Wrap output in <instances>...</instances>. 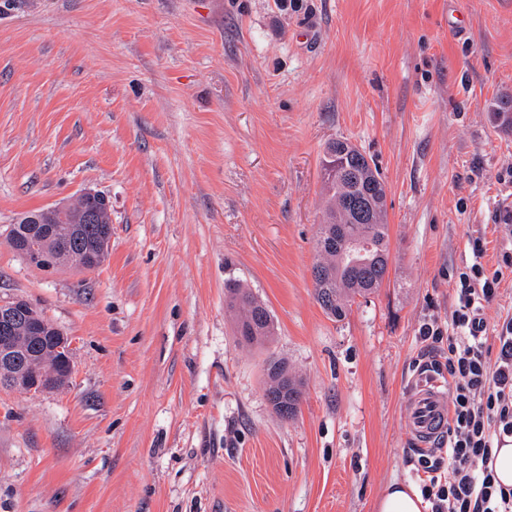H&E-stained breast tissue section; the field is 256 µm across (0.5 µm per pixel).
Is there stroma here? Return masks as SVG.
<instances>
[{"instance_id": "stroma-1", "label": "stroma", "mask_w": 512, "mask_h": 512, "mask_svg": "<svg viewBox=\"0 0 512 512\" xmlns=\"http://www.w3.org/2000/svg\"><path fill=\"white\" fill-rule=\"evenodd\" d=\"M512 0H0V300L69 338L68 383L0 387V512H375L415 485L403 405L445 353L455 274L512 248ZM387 187L391 266L341 321L316 303L320 160ZM112 200L93 272L8 244L24 213ZM270 310L246 344L229 282ZM304 381L265 396L269 359ZM266 376V397L270 405L283 418L295 417L302 400L301 379L291 373L288 370V365L280 359L269 360Z\"/></svg>"}]
</instances>
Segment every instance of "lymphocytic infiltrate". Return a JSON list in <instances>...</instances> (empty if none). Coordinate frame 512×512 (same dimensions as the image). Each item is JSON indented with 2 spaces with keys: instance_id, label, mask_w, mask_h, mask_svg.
<instances>
[{
  "instance_id": "1",
  "label": "lymphocytic infiltrate",
  "mask_w": 512,
  "mask_h": 512,
  "mask_svg": "<svg viewBox=\"0 0 512 512\" xmlns=\"http://www.w3.org/2000/svg\"><path fill=\"white\" fill-rule=\"evenodd\" d=\"M470 249L474 261L458 274L447 333L429 324L420 329L422 340L448 344V430L436 451L413 464L431 512H512V487L499 484L489 467L494 449L512 442V316L491 339L483 318L500 295L504 270L512 271V253L489 273L483 239H472Z\"/></svg>"
}]
</instances>
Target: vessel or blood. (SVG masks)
Instances as JSON below:
<instances>
[{"instance_id":"1","label":"vessel or blood","mask_w":512,"mask_h":512,"mask_svg":"<svg viewBox=\"0 0 512 512\" xmlns=\"http://www.w3.org/2000/svg\"><path fill=\"white\" fill-rule=\"evenodd\" d=\"M406 428L416 448L434 446L448 428V392L435 375L424 373L412 382L405 400Z\"/></svg>"}]
</instances>
